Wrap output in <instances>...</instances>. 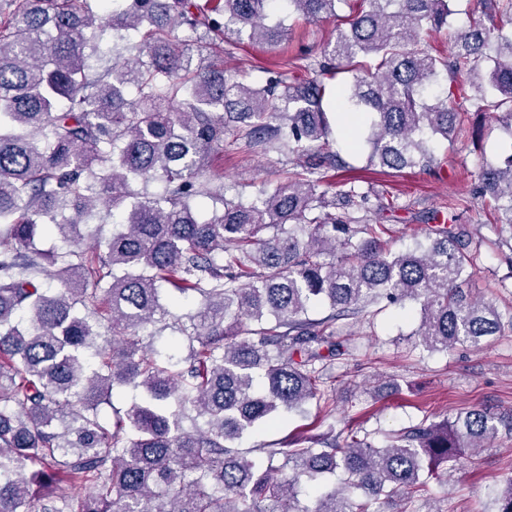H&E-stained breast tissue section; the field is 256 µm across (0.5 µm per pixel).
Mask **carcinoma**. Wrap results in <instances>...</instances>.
<instances>
[{"mask_svg": "<svg viewBox=\"0 0 512 512\" xmlns=\"http://www.w3.org/2000/svg\"><path fill=\"white\" fill-rule=\"evenodd\" d=\"M318 58L285 59L258 83L224 56L242 37L288 38L338 17ZM21 0L0 11V512H443L421 500L465 449L512 436L484 409L389 433L353 427L310 448H242L281 411L328 404L336 323L419 307L428 352L512 334L463 281L481 245L458 202L425 241L394 251L371 217L392 200L345 177L331 116H355L367 165L436 170L471 116L512 128V0ZM452 39L448 54L431 36ZM112 64H97L103 41ZM212 61L202 64V51ZM232 143L292 164L274 187L224 195L208 155ZM160 182L153 193L149 186ZM512 269V154L478 174ZM221 205L208 218L197 200ZM119 210L86 248L81 227ZM45 237L61 252L38 248ZM46 275L58 287L46 288ZM193 311L174 312L183 299ZM317 305L329 313L312 318ZM167 348L155 344L165 330ZM130 387L125 405L113 392ZM112 417L104 420L100 406ZM81 494L73 493L75 489Z\"/></svg>", "mask_w": 512, "mask_h": 512, "instance_id": "carcinoma-1", "label": "carcinoma"}]
</instances>
